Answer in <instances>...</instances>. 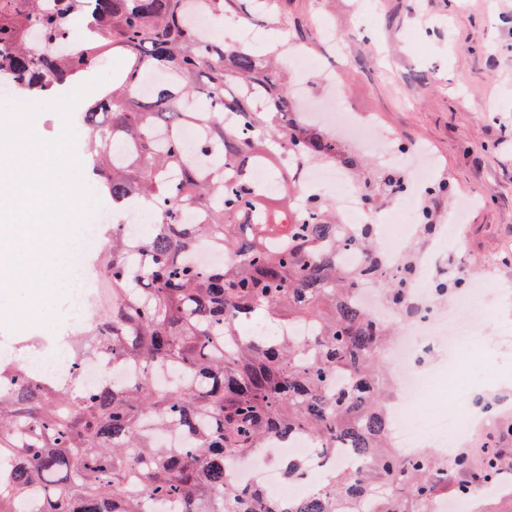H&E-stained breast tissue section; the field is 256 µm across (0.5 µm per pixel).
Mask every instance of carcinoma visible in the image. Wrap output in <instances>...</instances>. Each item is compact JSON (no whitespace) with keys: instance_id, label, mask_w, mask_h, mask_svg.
Segmentation results:
<instances>
[{"instance_id":"obj_1","label":"carcinoma","mask_w":512,"mask_h":512,"mask_svg":"<svg viewBox=\"0 0 512 512\" xmlns=\"http://www.w3.org/2000/svg\"><path fill=\"white\" fill-rule=\"evenodd\" d=\"M193 2L0 0V83L21 96L72 85L106 49L125 56L112 91L84 113L98 147L90 173L112 205L142 201L156 215L137 237L123 224L108 228L101 316L76 355L106 356L136 377L83 388L0 358V512H23L35 489L43 512H150V499L182 512H281L262 488L235 484L226 463L298 432L325 454L345 439L365 464L331 470L320 487L288 501L287 512H359L381 483L391 495L374 512H427L454 470L473 475L456 497L480 487L493 493L502 459L490 436L478 458H403L389 449L380 358L389 329L359 312L352 295L363 280L379 279L400 306L411 269L388 281L373 225L342 234L332 201L309 195L297 203L298 173L277 167L276 155L317 161L338 153L351 167L355 159L299 118L271 54L197 32ZM208 2L215 16L250 7ZM77 14L88 20L80 40L70 35ZM101 112L112 123L99 121ZM184 123L201 129L193 154L178 137ZM259 166L277 192L253 181ZM189 211L204 223L183 222ZM203 239L227 251L229 264L196 265ZM340 249L361 254L357 270L336 267ZM259 312L290 328L310 323L317 335H244ZM164 368L177 371V382L151 383ZM161 431L183 434L184 445L165 447Z\"/></svg>"}]
</instances>
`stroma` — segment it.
Listing matches in <instances>:
<instances>
[{
    "label": "stroma",
    "mask_w": 512,
    "mask_h": 512,
    "mask_svg": "<svg viewBox=\"0 0 512 512\" xmlns=\"http://www.w3.org/2000/svg\"><path fill=\"white\" fill-rule=\"evenodd\" d=\"M248 32L265 51L289 42L401 146H425L450 190L436 221L457 225L471 279L499 281L487 302L512 321V0H264L235 17L230 43ZM481 204L456 222L459 198ZM492 384L475 399L512 398V349L475 355Z\"/></svg>",
    "instance_id": "obj_1"
}]
</instances>
